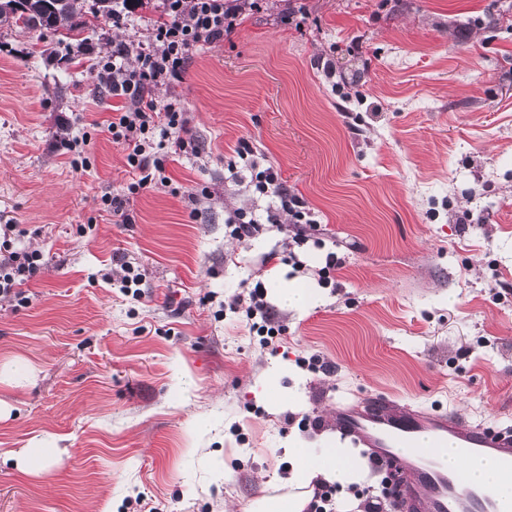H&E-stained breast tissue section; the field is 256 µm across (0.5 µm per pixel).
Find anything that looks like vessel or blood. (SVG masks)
Here are the masks:
<instances>
[{"label":"vessel or blood","mask_w":512,"mask_h":512,"mask_svg":"<svg viewBox=\"0 0 512 512\" xmlns=\"http://www.w3.org/2000/svg\"><path fill=\"white\" fill-rule=\"evenodd\" d=\"M336 428L343 438L366 449L383 472H399L400 512H512L495 489L471 483L463 470L444 467L439 451L487 460L512 480V428H489L437 407L396 405L372 394L336 406Z\"/></svg>","instance_id":"vessel-or-blood-1"}]
</instances>
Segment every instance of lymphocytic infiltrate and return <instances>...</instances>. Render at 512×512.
Wrapping results in <instances>:
<instances>
[{
	"label": "lymphocytic infiltrate",
	"mask_w": 512,
	"mask_h": 512,
	"mask_svg": "<svg viewBox=\"0 0 512 512\" xmlns=\"http://www.w3.org/2000/svg\"><path fill=\"white\" fill-rule=\"evenodd\" d=\"M257 0H162L159 20L154 23L146 41L136 49L119 45L100 54L93 69L99 85L124 97L125 106L116 109L107 130L112 141L122 147L132 179L125 194L104 193V210L119 216L122 223H130L125 206L130 196L156 187L171 186L166 174L169 161L186 152L184 137L186 112L175 101L161 102L152 95L154 88L182 81L193 51L200 45H215L230 34L240 17L255 8ZM134 56V64H127V56ZM235 159L227 163L231 181H250L255 191L272 193L275 204L265 220L247 218L237 212L231 219L232 232L240 238H251L263 230L264 224L278 223L281 214H288L294 223H312V213L297 194L288 192L273 168L258 169L246 146L235 150ZM41 255L35 251L13 248L10 240H0V295H14L22 304L29 298L21 292V285L38 268ZM236 307L245 311L250 328L266 339L280 333L270 308L264 300L261 287L250 289L239 296Z\"/></svg>",
	"instance_id": "lymphocytic-infiltrate-1"
}]
</instances>
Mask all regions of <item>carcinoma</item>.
<instances>
[{"mask_svg":"<svg viewBox=\"0 0 512 512\" xmlns=\"http://www.w3.org/2000/svg\"><path fill=\"white\" fill-rule=\"evenodd\" d=\"M82 16V0H0L1 21L13 19L26 28L49 30L71 44H82L81 35L94 26Z\"/></svg>","mask_w":512,"mask_h":512,"instance_id":"1","label":"carcinoma"}]
</instances>
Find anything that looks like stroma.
Returning a JSON list of instances; mask_svg holds the SVG:
<instances>
[{"mask_svg": "<svg viewBox=\"0 0 512 512\" xmlns=\"http://www.w3.org/2000/svg\"><path fill=\"white\" fill-rule=\"evenodd\" d=\"M259 4L154 89L197 150L166 167L180 195L131 197L127 224L100 205L130 175L94 51L143 40L159 0L82 49L0 23V225L43 256L28 305L0 296V512H247L283 492L289 442L336 437L333 404L367 393L512 426V0ZM243 139L314 212L307 243L285 214L232 234L268 204L225 179ZM274 278L319 299L288 308ZM258 284L268 344L231 307ZM278 364L293 401L270 406ZM246 218V213L240 211L228 220V224H234L232 233L235 236L239 238H251L262 232V222H259V220L255 218H249L245 221Z\"/></svg>", "mask_w": 512, "mask_h": 512, "instance_id": "35a3bbf8", "label": "stroma"}]
</instances>
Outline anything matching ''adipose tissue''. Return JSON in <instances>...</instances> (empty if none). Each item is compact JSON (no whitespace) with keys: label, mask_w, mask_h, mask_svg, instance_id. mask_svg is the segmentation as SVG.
I'll return each mask as SVG.
<instances>
[{"label":"adipose tissue","mask_w":512,"mask_h":512,"mask_svg":"<svg viewBox=\"0 0 512 512\" xmlns=\"http://www.w3.org/2000/svg\"><path fill=\"white\" fill-rule=\"evenodd\" d=\"M290 462L286 492L252 501L248 512H304L318 482L347 488L361 473L363 463L348 449L333 443L309 447L307 442L289 443L284 450Z\"/></svg>","instance_id":"adipose-tissue-1"}]
</instances>
